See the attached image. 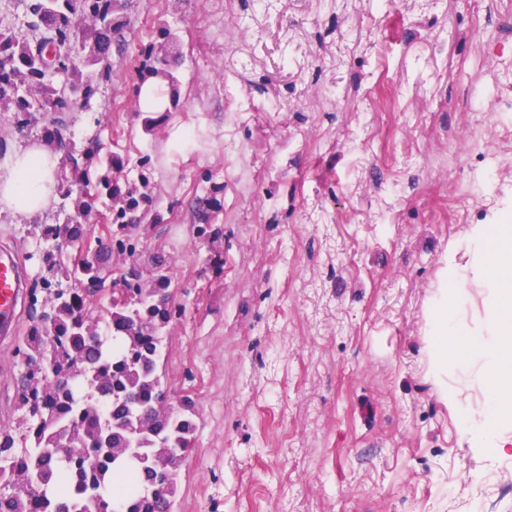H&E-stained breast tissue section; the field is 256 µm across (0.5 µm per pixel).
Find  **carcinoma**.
<instances>
[{
  "label": "carcinoma",
  "instance_id": "obj_1",
  "mask_svg": "<svg viewBox=\"0 0 512 512\" xmlns=\"http://www.w3.org/2000/svg\"><path fill=\"white\" fill-rule=\"evenodd\" d=\"M127 0H28L34 35L22 41L0 30V112H12L22 126L35 113L53 117L45 140L54 149L67 131L68 113L87 108L96 93L90 67L99 79L113 68L112 49L125 41L122 21ZM56 44L54 67L45 64L44 44ZM144 73L165 62L141 50ZM66 164L74 188L66 191L72 212L42 235L47 241H81L91 216L108 209L115 226L107 245L92 256L69 260L47 249L46 274L32 293L47 295L46 310L19 337L14 380V417L0 423V512H172L175 472L181 460L162 467L149 461L137 470L112 469L113 455L137 448H178L185 453L196 432L194 402L186 396L179 410L161 409L164 382L158 373L165 329L177 315L171 303L156 307L152 290L166 282H131L140 297L136 308L112 305V335L99 336V308L86 286L112 278L109 257L144 258L148 267L166 257L143 256L141 235L163 221L148 191L147 160L137 180L121 179V157L102 153L93 143L71 146Z\"/></svg>",
  "mask_w": 512,
  "mask_h": 512
}]
</instances>
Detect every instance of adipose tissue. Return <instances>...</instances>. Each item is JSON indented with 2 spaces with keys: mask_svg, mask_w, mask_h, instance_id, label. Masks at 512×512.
<instances>
[{
  "mask_svg": "<svg viewBox=\"0 0 512 512\" xmlns=\"http://www.w3.org/2000/svg\"><path fill=\"white\" fill-rule=\"evenodd\" d=\"M59 152L21 148L0 159V209L26 218L42 214L58 185Z\"/></svg>",
  "mask_w": 512,
  "mask_h": 512,
  "instance_id": "obj_1",
  "label": "adipose tissue"
}]
</instances>
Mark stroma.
Wrapping results in <instances>:
<instances>
[{
	"mask_svg": "<svg viewBox=\"0 0 512 512\" xmlns=\"http://www.w3.org/2000/svg\"><path fill=\"white\" fill-rule=\"evenodd\" d=\"M507 15L512 0H129L121 60L67 122L127 168L150 159L164 221L142 248L166 256L182 310L159 371L197 425L174 512H512V447H476L439 397L481 415L484 361L434 377L426 340L448 257L470 267L471 230L512 210ZM164 28L177 94L149 116L136 68ZM463 123L498 170L457 195L481 156L427 163ZM48 125L0 112V154ZM206 177L215 242L192 237ZM67 188L37 221L0 212L28 275L33 231L62 223Z\"/></svg>",
	"mask_w": 512,
	"mask_h": 512,
	"instance_id": "stroma-1",
	"label": "stroma"
}]
</instances>
